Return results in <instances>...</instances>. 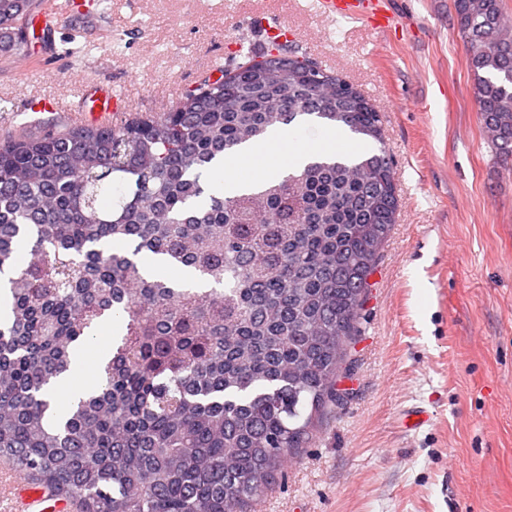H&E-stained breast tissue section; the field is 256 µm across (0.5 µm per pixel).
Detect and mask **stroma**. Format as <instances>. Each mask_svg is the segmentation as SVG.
Masks as SVG:
<instances>
[{
  "label": "stroma",
  "mask_w": 512,
  "mask_h": 512,
  "mask_svg": "<svg viewBox=\"0 0 512 512\" xmlns=\"http://www.w3.org/2000/svg\"><path fill=\"white\" fill-rule=\"evenodd\" d=\"M68 2L29 25L27 54L0 53V136L77 125L73 93L91 80L132 111L169 109L243 21L261 44L272 14L382 116L400 210L341 382L351 396L256 512H512V159L476 110L452 0H386L383 34L306 0H77L76 17ZM414 409L429 416L416 430Z\"/></svg>",
  "instance_id": "stroma-1"
}]
</instances>
